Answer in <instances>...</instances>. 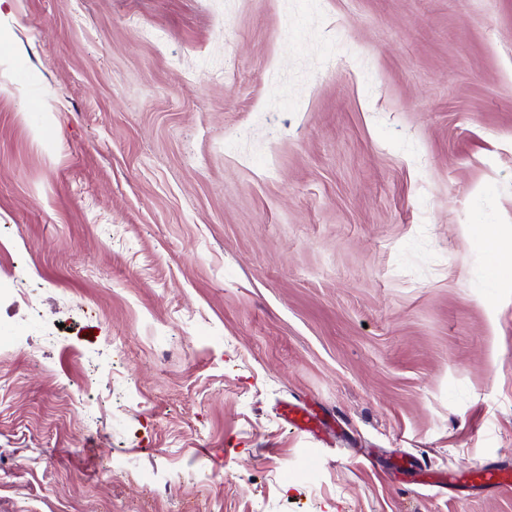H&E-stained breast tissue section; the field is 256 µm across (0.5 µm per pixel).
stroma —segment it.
I'll list each match as a JSON object with an SVG mask.
<instances>
[{"mask_svg": "<svg viewBox=\"0 0 512 512\" xmlns=\"http://www.w3.org/2000/svg\"><path fill=\"white\" fill-rule=\"evenodd\" d=\"M493 234L512 0H0V512H512ZM282 418L294 429L303 433L333 429L332 423L324 416L310 412L304 405H286L281 412ZM480 485L499 491L512 489V475L506 469H482L474 473Z\"/></svg>", "mask_w": 512, "mask_h": 512, "instance_id": "stroma-1", "label": "stroma"}]
</instances>
